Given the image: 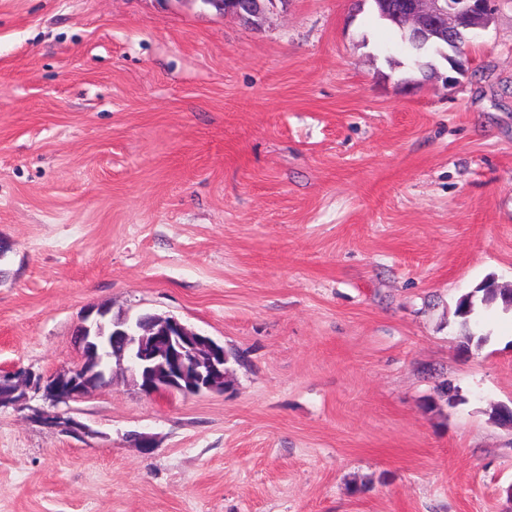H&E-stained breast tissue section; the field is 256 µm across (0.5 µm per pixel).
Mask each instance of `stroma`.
<instances>
[{
	"label": "stroma",
	"instance_id": "stroma-1",
	"mask_svg": "<svg viewBox=\"0 0 512 512\" xmlns=\"http://www.w3.org/2000/svg\"><path fill=\"white\" fill-rule=\"evenodd\" d=\"M470 55L416 60L369 0H0V371L71 368L98 306L247 358L0 407V512H512V328L465 352L455 313L512 283V0ZM458 397V390L448 379H444L436 386V397L426 403L431 411L442 412L444 406H452ZM48 424L57 429L62 434L75 438H83L90 433L88 426L77 417L66 411L53 416L47 420Z\"/></svg>",
	"mask_w": 512,
	"mask_h": 512
}]
</instances>
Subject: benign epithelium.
<instances>
[{"label": "benign epithelium", "mask_w": 512, "mask_h": 512, "mask_svg": "<svg viewBox=\"0 0 512 512\" xmlns=\"http://www.w3.org/2000/svg\"><path fill=\"white\" fill-rule=\"evenodd\" d=\"M381 16L397 25H409L414 35L437 36L452 51L454 71L467 72L471 40L492 21L493 0H373ZM80 361L62 374L29 372L0 374V405L28 407L29 393L54 403L77 401L109 385L106 372L113 358L126 370L142 394L198 395L224 389V346L174 316L139 315L113 319L107 308L92 307L76 325ZM48 424L59 432L83 438L88 426L66 411Z\"/></svg>", "instance_id": "obj_1"}]
</instances>
